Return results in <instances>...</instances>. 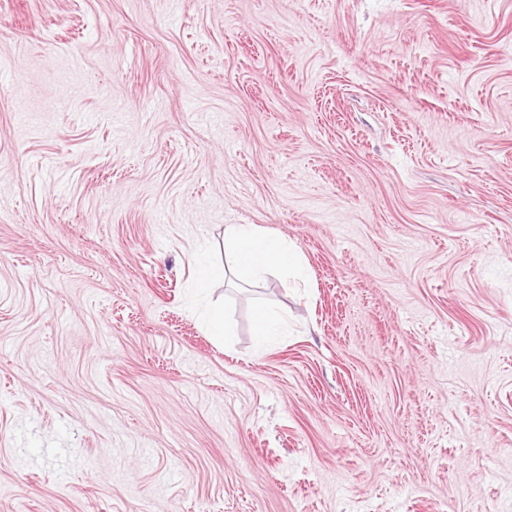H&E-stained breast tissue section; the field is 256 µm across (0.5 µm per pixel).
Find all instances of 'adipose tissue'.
Masks as SVG:
<instances>
[{
	"label": "adipose tissue",
	"mask_w": 512,
	"mask_h": 512,
	"mask_svg": "<svg viewBox=\"0 0 512 512\" xmlns=\"http://www.w3.org/2000/svg\"><path fill=\"white\" fill-rule=\"evenodd\" d=\"M224 243L230 257L229 271L234 276L256 278L271 269L287 276L303 273L302 263L288 243L263 237L251 226L225 225Z\"/></svg>",
	"instance_id": "obj_1"
}]
</instances>
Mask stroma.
<instances>
[{"mask_svg": "<svg viewBox=\"0 0 512 512\" xmlns=\"http://www.w3.org/2000/svg\"><path fill=\"white\" fill-rule=\"evenodd\" d=\"M0 512H512V0H0ZM224 243L230 257L226 270L235 277L256 278L269 269L286 276L303 275L302 263L288 243L265 238L251 225H225ZM256 336L261 342H267L279 336L281 325L276 316L266 308H258L255 314Z\"/></svg>", "mask_w": 512, "mask_h": 512, "instance_id": "obj_1", "label": "stroma"}]
</instances>
